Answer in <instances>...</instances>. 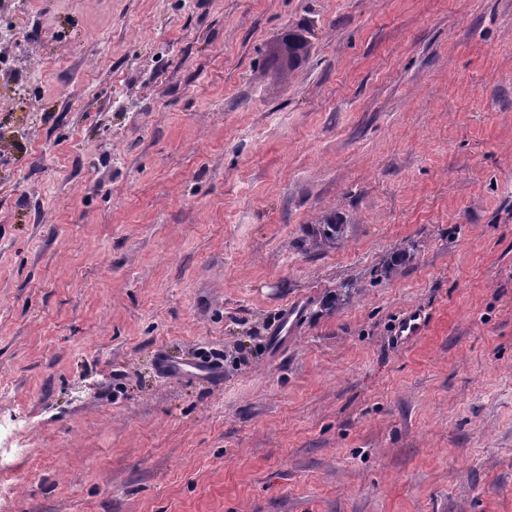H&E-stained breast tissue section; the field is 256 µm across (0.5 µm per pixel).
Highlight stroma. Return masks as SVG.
Listing matches in <instances>:
<instances>
[{
  "label": "stroma",
  "instance_id": "1",
  "mask_svg": "<svg viewBox=\"0 0 512 512\" xmlns=\"http://www.w3.org/2000/svg\"><path fill=\"white\" fill-rule=\"evenodd\" d=\"M4 27L0 512H512V0Z\"/></svg>",
  "mask_w": 512,
  "mask_h": 512
}]
</instances>
